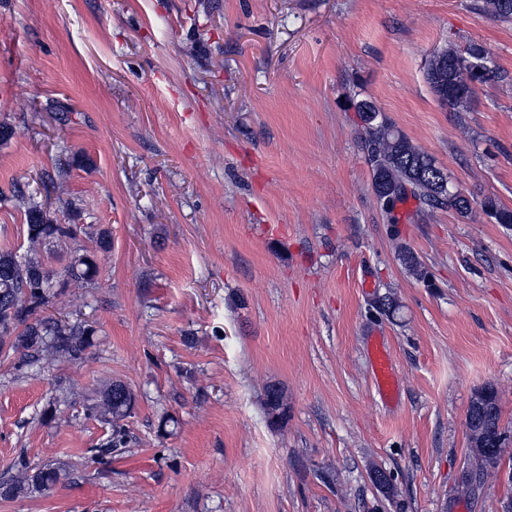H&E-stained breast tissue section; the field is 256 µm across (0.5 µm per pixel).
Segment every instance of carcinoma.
Listing matches in <instances>:
<instances>
[{
	"label": "carcinoma",
	"instance_id": "carcinoma-1",
	"mask_svg": "<svg viewBox=\"0 0 512 512\" xmlns=\"http://www.w3.org/2000/svg\"><path fill=\"white\" fill-rule=\"evenodd\" d=\"M479 9L496 19L512 20V0H482ZM427 80L441 105L452 112H464L476 95L477 86L499 79L489 51L476 44L464 49L448 47L432 56L426 70ZM354 112L363 128L362 148L371 165L372 188L379 203L389 201L384 211L393 214L397 203L412 196L433 209L448 208L463 218H471L474 207L498 224H512V209L494 196L480 201L468 198L448 181L447 174L436 160L420 150L367 100L354 104ZM74 229L51 222L49 215L38 206L27 213L29 253L19 255L13 250H0V351L8 348L18 354L19 365L36 377L41 361L58 357L69 362L83 359L94 345L95 328L83 322L61 324L39 315L61 295L53 291V280L62 287L77 288L93 280L98 273L94 257L83 253L75 256L61 270H53L37 258V247L56 237L73 234ZM134 396L129 388L114 382L108 385L99 399L86 407L87 414L111 428L106 443L90 449L93 457L104 462L115 451L127 447L129 432L126 419L131 416ZM495 412L487 436L472 437L473 448L496 445L495 453L485 459L483 483L493 476L505 456L512 454L509 440L498 423ZM60 480L56 468L19 462L14 478L0 482V497L14 498L31 490L49 493Z\"/></svg>",
	"mask_w": 512,
	"mask_h": 512
}]
</instances>
